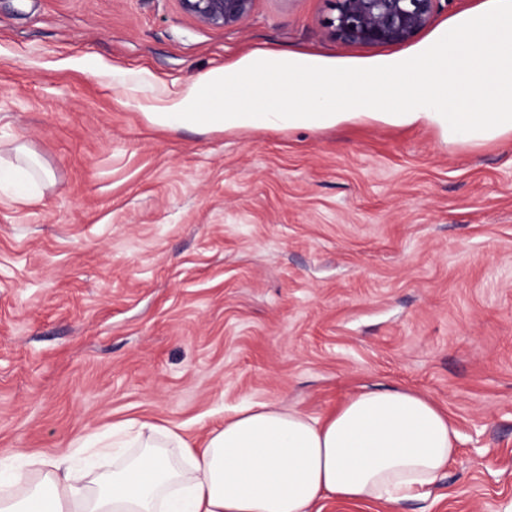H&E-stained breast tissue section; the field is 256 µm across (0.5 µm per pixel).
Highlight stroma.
Instances as JSON below:
<instances>
[{"instance_id":"obj_1","label":"stroma","mask_w":512,"mask_h":512,"mask_svg":"<svg viewBox=\"0 0 512 512\" xmlns=\"http://www.w3.org/2000/svg\"><path fill=\"white\" fill-rule=\"evenodd\" d=\"M482 2L369 45L332 35V0H254L225 28L179 0H0V157L23 144L52 174L0 192V463L131 419L199 448L246 405L323 416L401 387L457 430L446 475L321 512H512V138L161 129L129 90L165 99L263 52L349 73Z\"/></svg>"}]
</instances>
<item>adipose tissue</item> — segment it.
<instances>
[{"label": "adipose tissue", "instance_id": "ef3b65f1", "mask_svg": "<svg viewBox=\"0 0 512 512\" xmlns=\"http://www.w3.org/2000/svg\"><path fill=\"white\" fill-rule=\"evenodd\" d=\"M148 124L199 132L323 129L349 122L433 126L451 144L512 135V0H485L417 51L352 73L302 54H258L208 71ZM136 453L87 484L65 460L0 468V512H313L327 498L394 504L447 469L448 413L411 390L363 391L326 418L269 402L225 418L204 447L150 422ZM40 472V480L29 477Z\"/></svg>", "mask_w": 512, "mask_h": 512}]
</instances>
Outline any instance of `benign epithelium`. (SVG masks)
<instances>
[{
	"mask_svg": "<svg viewBox=\"0 0 512 512\" xmlns=\"http://www.w3.org/2000/svg\"><path fill=\"white\" fill-rule=\"evenodd\" d=\"M439 0H333L329 27L346 43L392 44L411 40L430 21ZM206 26L229 27L251 12L253 0H179Z\"/></svg>",
	"mask_w": 512,
	"mask_h": 512,
	"instance_id": "obj_1",
	"label": "benign epithelium"
}]
</instances>
